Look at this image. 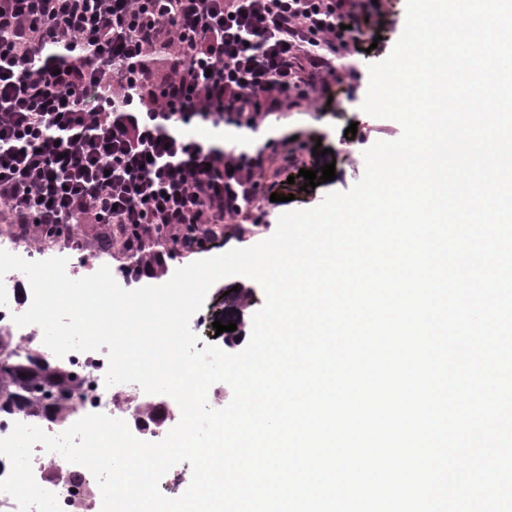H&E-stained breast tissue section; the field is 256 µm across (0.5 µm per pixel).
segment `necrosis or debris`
Masks as SVG:
<instances>
[{"instance_id": "necrosis-or-debris-1", "label": "necrosis or debris", "mask_w": 512, "mask_h": 512, "mask_svg": "<svg viewBox=\"0 0 512 512\" xmlns=\"http://www.w3.org/2000/svg\"><path fill=\"white\" fill-rule=\"evenodd\" d=\"M21 277V272L14 270L1 280L7 288L8 303L0 306V329L9 330L14 335L20 352L33 350L44 355L48 349L43 343L41 328L36 325L20 327L13 320L14 315L28 308L27 303L17 300V286ZM62 362L88 384L84 414L103 413L129 423L134 420L137 407L150 401L149 394L137 384L106 386L104 378L108 359L105 351H72L63 357ZM78 471V465L69 463L59 454L45 451L42 445H35L34 478L42 488L57 496L63 512H92L95 502L101 497L98 484L88 472L82 473L84 487L73 489L69 477Z\"/></svg>"}]
</instances>
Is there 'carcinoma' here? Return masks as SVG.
I'll return each mask as SVG.
<instances>
[{"instance_id": "cac0c4a2", "label": "carcinoma", "mask_w": 512, "mask_h": 512, "mask_svg": "<svg viewBox=\"0 0 512 512\" xmlns=\"http://www.w3.org/2000/svg\"><path fill=\"white\" fill-rule=\"evenodd\" d=\"M83 381L40 354L28 352L0 368V413H32L51 424L69 420L81 406ZM142 428L151 431L166 422L163 409L146 404L138 412Z\"/></svg>"}]
</instances>
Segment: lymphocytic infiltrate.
Segmentation results:
<instances>
[{
    "mask_svg": "<svg viewBox=\"0 0 512 512\" xmlns=\"http://www.w3.org/2000/svg\"><path fill=\"white\" fill-rule=\"evenodd\" d=\"M378 0H0V223L122 224L127 252H194L224 219L266 222L273 156L183 126L257 129L311 104L334 57L378 36Z\"/></svg>",
    "mask_w": 512,
    "mask_h": 512,
    "instance_id": "1",
    "label": "lymphocytic infiltrate"
}]
</instances>
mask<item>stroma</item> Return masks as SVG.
I'll list each match as a JSON object with an SVG mask.
<instances>
[{
    "instance_id": "1",
    "label": "stroma",
    "mask_w": 512,
    "mask_h": 512,
    "mask_svg": "<svg viewBox=\"0 0 512 512\" xmlns=\"http://www.w3.org/2000/svg\"><path fill=\"white\" fill-rule=\"evenodd\" d=\"M388 23L382 38L371 52H361L336 60L337 69L357 71L359 82L330 81L324 96L311 108L289 112L286 117L268 119L269 127L282 130L283 134L302 133L308 144L301 156V167L317 170L334 164V180L320 183L311 191H304V177H289L280 172L272 179V190L278 201L262 198L261 206L268 211L271 224L289 210L310 209L318 206L328 193L349 191L364 175V151L379 141L391 142L400 138L401 125L389 118H377L365 113L362 103L369 86V64L387 58L400 37L406 23V0H383ZM356 126L354 135H347L349 126ZM322 146L321 154H312V146Z\"/></svg>"
}]
</instances>
